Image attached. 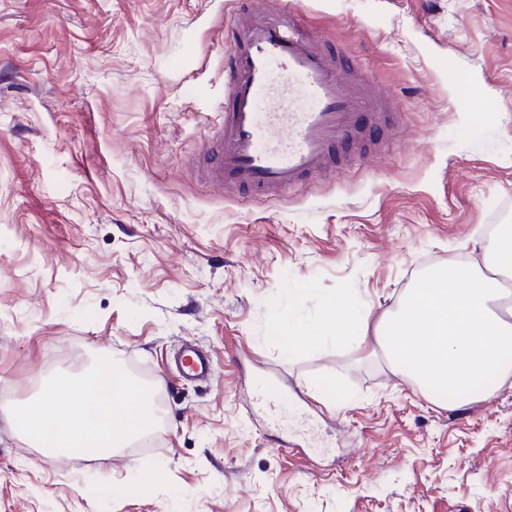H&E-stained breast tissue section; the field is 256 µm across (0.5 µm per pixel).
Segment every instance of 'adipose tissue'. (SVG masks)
Returning a JSON list of instances; mask_svg holds the SVG:
<instances>
[{
  "label": "adipose tissue",
  "mask_w": 512,
  "mask_h": 512,
  "mask_svg": "<svg viewBox=\"0 0 512 512\" xmlns=\"http://www.w3.org/2000/svg\"><path fill=\"white\" fill-rule=\"evenodd\" d=\"M484 267L434 265L406 289L395 309L368 324L349 304L328 306L293 331L292 347H343L373 341L371 356L431 399L463 408L512 377V225L499 227ZM157 420L151 389L101 362L81 382L48 386L15 421L35 445L96 458L127 447Z\"/></svg>",
  "instance_id": "adipose-tissue-1"
}]
</instances>
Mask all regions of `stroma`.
<instances>
[{
	"label": "stroma",
	"mask_w": 512,
	"mask_h": 512,
	"mask_svg": "<svg viewBox=\"0 0 512 512\" xmlns=\"http://www.w3.org/2000/svg\"><path fill=\"white\" fill-rule=\"evenodd\" d=\"M253 2L349 46L398 129L270 200L197 172ZM491 224L512 0H0V512H512V379L442 407L357 349L284 348L330 303L375 321L426 268L483 265ZM188 341L209 380L175 369ZM102 356L161 396L152 446H32L15 411ZM272 372L301 395L274 416Z\"/></svg>",
	"instance_id": "stroma-1"
}]
</instances>
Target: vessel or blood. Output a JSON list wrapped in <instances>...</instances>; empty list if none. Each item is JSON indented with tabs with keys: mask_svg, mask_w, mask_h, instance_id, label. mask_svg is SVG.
Listing matches in <instances>:
<instances>
[{
	"mask_svg": "<svg viewBox=\"0 0 512 512\" xmlns=\"http://www.w3.org/2000/svg\"><path fill=\"white\" fill-rule=\"evenodd\" d=\"M352 57L329 51L294 10L242 12L224 57V126L206 152L204 178L267 195L323 171L361 126ZM180 371L203 378L210 361L189 349Z\"/></svg>",
	"mask_w": 512,
	"mask_h": 512,
	"instance_id": "vessel-or-blood-1",
	"label": "vessel or blood"
}]
</instances>
